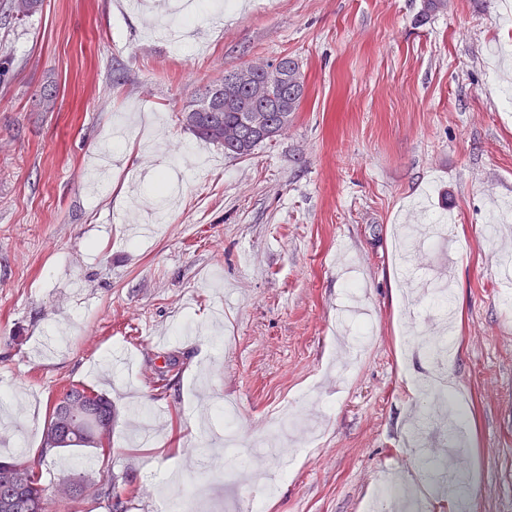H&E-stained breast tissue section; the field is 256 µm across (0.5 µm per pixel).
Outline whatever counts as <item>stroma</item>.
<instances>
[{
  "label": "stroma",
  "mask_w": 512,
  "mask_h": 512,
  "mask_svg": "<svg viewBox=\"0 0 512 512\" xmlns=\"http://www.w3.org/2000/svg\"><path fill=\"white\" fill-rule=\"evenodd\" d=\"M128 0H43L0 18V457L39 462L45 512H108L67 477L132 482L127 512H368L412 475L406 434L430 360L402 345L413 288L447 276L470 512H512V44L503 0H197L193 45L154 41ZM294 58L305 96L250 157L197 140L181 111L225 73ZM55 91L53 111L37 99ZM124 124L126 138L110 142ZM452 217L450 246L403 225ZM366 296L358 357L336 317ZM112 402V453L41 457L53 400ZM232 404L273 487L200 469ZM64 392H66V399L72 402L71 410L74 412L82 413L84 407H87L84 399L87 395H91L94 398L95 407L101 408L100 405H103L104 407L101 408L102 412L112 418V402L102 393L95 392L84 386L78 387L76 385H71Z\"/></svg>",
  "instance_id": "1"
}]
</instances>
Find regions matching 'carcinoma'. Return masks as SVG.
Here are the masks:
<instances>
[{"label": "carcinoma", "mask_w": 512, "mask_h": 512, "mask_svg": "<svg viewBox=\"0 0 512 512\" xmlns=\"http://www.w3.org/2000/svg\"><path fill=\"white\" fill-rule=\"evenodd\" d=\"M0 7L14 20H23L41 7V0H0ZM233 81L217 80L182 112L187 129L200 140L224 148V154L245 158L261 145L274 140L288 128L305 91L304 75L298 62L284 56L277 66L247 65L228 73ZM94 398L102 412L88 418L85 430L61 434L58 447L112 448V430L99 432L101 414L112 415V402L105 395L84 386L66 389L71 410L80 413L85 397ZM89 492L108 502L110 512H124V498L108 479L87 487L75 479L60 483ZM45 488L33 467L19 461H0V512H44Z\"/></svg>", "instance_id": "carcinoma-1"}]
</instances>
